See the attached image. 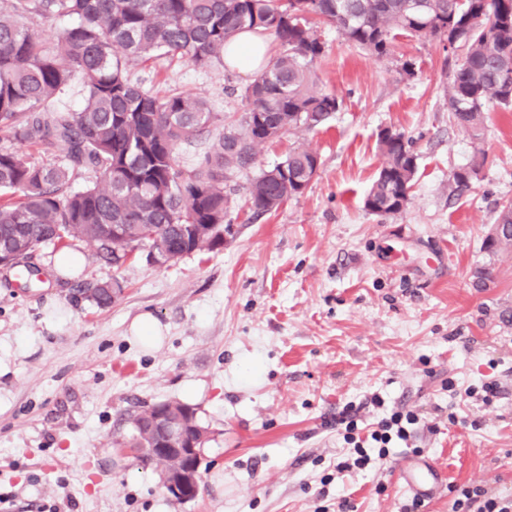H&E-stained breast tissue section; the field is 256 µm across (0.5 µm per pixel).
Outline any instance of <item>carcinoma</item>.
<instances>
[{
	"mask_svg": "<svg viewBox=\"0 0 512 512\" xmlns=\"http://www.w3.org/2000/svg\"><path fill=\"white\" fill-rule=\"evenodd\" d=\"M415 0H4L0 6V133L14 144L37 146L61 157L34 164L0 147V262L26 266L41 246L64 248L80 240L96 257L119 268L141 246L164 263L224 246V220L237 173L251 168L259 146L284 133L324 126L339 111V98L317 88L312 67L324 53L315 24L336 27L345 41L379 60L399 35L458 38L464 56L448 88L453 124L474 140L484 135L490 103L512 106V0H428L424 15ZM73 16L78 24L55 32L40 28ZM494 34L482 32L480 18ZM271 35L278 52L242 89L247 108L207 144L197 168L176 171L184 144L204 140L217 120L208 101L173 90L155 94L133 79L131 68L157 59L198 68L224 63L240 33ZM80 80L83 104L60 111L54 102ZM383 157L364 207L378 217L410 201L417 157L404 135L380 132ZM487 153L454 171L450 193L469 192ZM319 158L296 147L263 169L246 187L253 217L303 194L318 173ZM84 171L95 182L80 191L72 181ZM122 225L121 233L112 225ZM118 280L88 289L99 307L112 303ZM158 411L186 421V439L201 448L207 430L196 410L179 400L153 404L130 417L122 445L165 472L177 466L152 457L157 447L148 419Z\"/></svg>",
	"mask_w": 512,
	"mask_h": 512,
	"instance_id": "cac0c4a2",
	"label": "carcinoma"
}]
</instances>
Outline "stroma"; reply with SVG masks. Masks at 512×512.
Instances as JSON below:
<instances>
[{
    "label": "stroma",
    "instance_id": "obj_1",
    "mask_svg": "<svg viewBox=\"0 0 512 512\" xmlns=\"http://www.w3.org/2000/svg\"><path fill=\"white\" fill-rule=\"evenodd\" d=\"M318 34L313 69L342 107L259 147L255 163L315 151L303 195L255 219L240 175L223 248L169 266L140 250L115 270L80 242L37 250V279L0 266V512H337L341 496L353 512H404L413 496L395 462L417 452L445 473L423 512H454L463 486L512 499V248L486 246L512 200V107L488 106L474 141L447 106L462 51L400 37L375 60L331 25ZM132 74L206 99L215 137L243 113L252 78L165 60ZM387 128L411 141L417 173L410 203L380 218L364 198ZM480 149L471 191L451 196L450 175ZM112 279L122 291L109 307L86 300ZM145 314L162 329L152 347L134 330ZM489 382L499 394L486 405L477 392ZM375 394L419 421L386 468L337 473L336 416L351 403L376 423ZM168 399L208 430L199 492L184 503L115 444L128 414Z\"/></svg>",
    "mask_w": 512,
    "mask_h": 512
}]
</instances>
